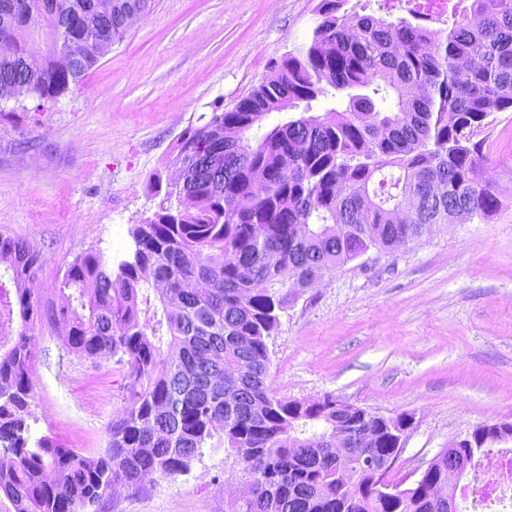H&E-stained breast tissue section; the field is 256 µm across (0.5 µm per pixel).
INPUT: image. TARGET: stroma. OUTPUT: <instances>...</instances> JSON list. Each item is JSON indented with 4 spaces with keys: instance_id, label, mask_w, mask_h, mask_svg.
Here are the masks:
<instances>
[{
    "instance_id": "1",
    "label": "stroma",
    "mask_w": 512,
    "mask_h": 512,
    "mask_svg": "<svg viewBox=\"0 0 512 512\" xmlns=\"http://www.w3.org/2000/svg\"><path fill=\"white\" fill-rule=\"evenodd\" d=\"M319 0H156L154 10L57 102L0 105V235L42 258L34 282L58 304L67 264L118 262L131 225L160 204L150 182L189 125L232 109L306 41ZM485 178L501 206L487 221L440 224L369 250L299 288L269 339L279 396H327L412 425L390 477L411 487L442 449L479 425L512 423V112L482 133ZM36 435L95 457L124 407V370L67 351L62 325L35 321ZM246 479L224 447L189 470L118 488L102 512H237Z\"/></svg>"
}]
</instances>
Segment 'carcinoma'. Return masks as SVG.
I'll return each mask as SVG.
<instances>
[{"instance_id": "carcinoma-1", "label": "carcinoma", "mask_w": 512, "mask_h": 512, "mask_svg": "<svg viewBox=\"0 0 512 512\" xmlns=\"http://www.w3.org/2000/svg\"><path fill=\"white\" fill-rule=\"evenodd\" d=\"M320 0L311 36L229 111L177 139L179 178L153 217L130 228L117 267L86 253L61 280L59 307L25 287L41 266L21 239L0 235V266L17 283L0 308V499L12 512H100L115 487L186 472L213 442L231 449L251 481L238 512H448L429 496L448 482V450L414 485L384 495L364 461L401 451L383 430L350 448L336 470V431L380 427L336 400L282 398L268 384L267 340L290 289L372 249L390 250L465 216L487 219L500 200L483 178L488 118L512 111V0H455L432 30L419 0L390 21L370 3ZM154 0H0V98L42 106L64 95L148 15ZM304 105L253 143L247 133L285 104ZM315 108L321 115H311ZM66 326L69 352L116 359L128 379L108 445L86 457L30 433V373L40 316ZM455 452L475 471L488 446Z\"/></svg>"}]
</instances>
